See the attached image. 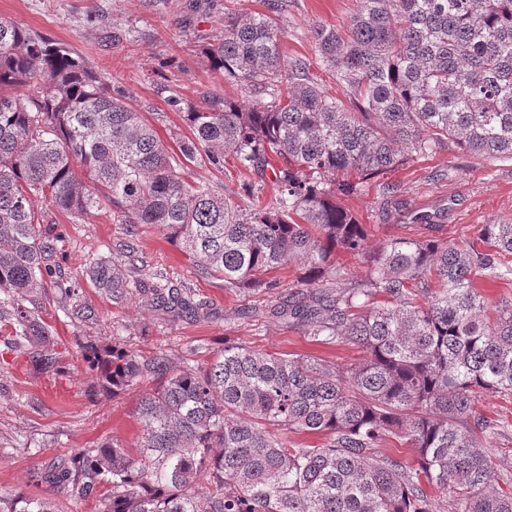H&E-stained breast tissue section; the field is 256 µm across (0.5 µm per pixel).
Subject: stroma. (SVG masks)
Listing matches in <instances>:
<instances>
[{
    "label": "stroma",
    "mask_w": 512,
    "mask_h": 512,
    "mask_svg": "<svg viewBox=\"0 0 512 512\" xmlns=\"http://www.w3.org/2000/svg\"><path fill=\"white\" fill-rule=\"evenodd\" d=\"M188 0H0V19L38 31L47 38L70 45L104 80H116L127 91L131 109L149 115L163 113L161 136L188 129L179 113L169 111L154 91L155 70H165L186 98L203 86L224 90V78L213 71L201 48L218 33L223 14L254 13L266 0H206L196 11ZM357 8L356 0H288L281 21L288 35L287 57L310 61L319 83L333 95L342 88L312 49L313 25L347 26ZM116 23L132 39L116 53L102 51L98 33L103 24ZM189 179L222 183L235 193L241 208L250 200L242 190L247 182L233 160L223 171L193 165L184 172ZM388 181L402 187L403 207L384 217L378 180L361 185L343 201L367 232V243L377 249L394 238H417L423 230L413 217L433 215L434 236L460 241L477 235L484 224H512V160L484 161L451 147L415 159L396 169ZM65 246L59 256L63 270L82 277L86 264L112 254L124 241L129 225L119 224L98 211L76 218L60 217ZM141 248L152 270L166 273L206 302L208 320L172 322L140 298L112 304L96 289L84 287L82 299L95 310L89 323L71 321L54 303H44L41 317L51 326L54 349L60 361L57 372L38 370L25 347L9 344L7 330H0V494L35 491L33 468L49 464L56 456L109 441L132 446L142 436L136 412L138 399L150 381L119 395L100 385V373L82 360V342L107 344L122 335L128 349L148 359L166 354L172 359L205 361L225 343L240 342L268 353L311 355L339 365L357 362L362 352L351 344H321L306 340L271 314L275 296L226 291L222 282L200 277L181 245L157 229L140 227Z\"/></svg>",
    "instance_id": "obj_1"
}]
</instances>
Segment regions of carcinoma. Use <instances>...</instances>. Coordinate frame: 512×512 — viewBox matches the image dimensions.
Instances as JSON below:
<instances>
[{
  "label": "carcinoma",
  "instance_id": "cac0c4a2",
  "mask_svg": "<svg viewBox=\"0 0 512 512\" xmlns=\"http://www.w3.org/2000/svg\"><path fill=\"white\" fill-rule=\"evenodd\" d=\"M356 2L348 27L310 30L341 97L308 60H285L283 0L224 15L203 55L236 96L205 86L188 100L168 76L155 83L191 131L176 153L128 109L123 86L69 46L0 19V324L42 370L58 364L42 300L52 293L72 319L94 318L81 282L61 271L55 232L58 215L91 210L131 227L122 259L86 270L113 303L137 295L168 317L208 319L174 281L129 274L144 271L143 224L231 292L278 290L275 272L299 262L273 315L312 342L363 351L338 366L229 342L191 364L142 360L119 339L102 355L82 345L114 394L156 381L137 404L143 437L58 456L36 484L96 512H438V496L447 512H512V455L494 452L512 424L475 411L483 393L512 398V301L491 306L480 292L487 279L512 282V224H484L472 241L399 238L369 251L338 203L451 144L512 160V0ZM127 34L101 27L100 49ZM228 156L254 176L250 196L272 170L269 200L243 210L224 186L182 175L190 164L221 170ZM340 253L367 255L369 275L349 278ZM303 434L323 441L295 440ZM15 504L60 512L42 495Z\"/></svg>",
  "mask_w": 512,
  "mask_h": 512
}]
</instances>
